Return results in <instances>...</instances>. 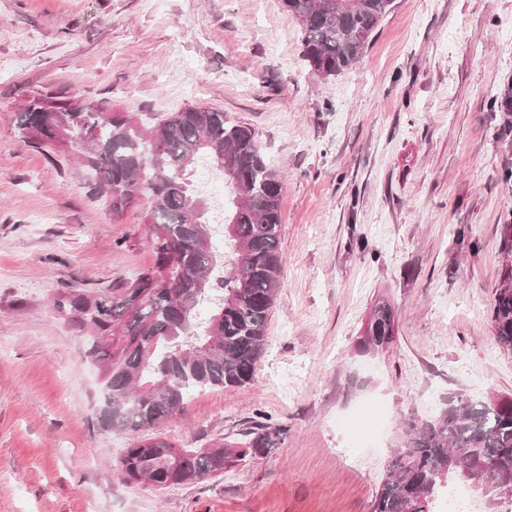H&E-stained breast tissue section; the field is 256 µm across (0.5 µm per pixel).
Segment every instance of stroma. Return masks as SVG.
<instances>
[{
    "mask_svg": "<svg viewBox=\"0 0 512 512\" xmlns=\"http://www.w3.org/2000/svg\"><path fill=\"white\" fill-rule=\"evenodd\" d=\"M350 70L323 79L281 0H0V512H369L402 421L448 397H512L493 339L512 214V0H395ZM152 128L188 106L252 126L283 177L282 286L253 380L191 394L146 430L104 427L101 366L54 305L155 263L150 203L121 210L75 150L24 138L35 95ZM394 310L393 342L366 323ZM279 448L157 491L125 448ZM395 334V319L389 306H378L371 314L363 336V344L377 348L387 347ZM143 446L138 443L126 448L116 461V469L123 480L128 483H139V469L144 464Z\"/></svg>",
    "mask_w": 512,
    "mask_h": 512,
    "instance_id": "stroma-1",
    "label": "stroma"
}]
</instances>
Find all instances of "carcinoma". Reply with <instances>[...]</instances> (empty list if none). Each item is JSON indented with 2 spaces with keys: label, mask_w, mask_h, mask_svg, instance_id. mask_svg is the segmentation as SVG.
<instances>
[{
  "label": "carcinoma",
  "mask_w": 512,
  "mask_h": 512,
  "mask_svg": "<svg viewBox=\"0 0 512 512\" xmlns=\"http://www.w3.org/2000/svg\"><path fill=\"white\" fill-rule=\"evenodd\" d=\"M302 26V57L324 79L353 67L369 38L393 9L394 0H282ZM21 132L41 125L30 139L60 145L70 137L103 176L100 188L117 210L138 191L150 198L148 242L155 265L129 286L94 296L64 298L59 309L90 332L83 356L104 369L106 400L101 422L116 430L146 429L183 410L196 390L240 386L252 381L267 342L265 327L281 288L282 182L262 154L255 131L226 113L189 106L153 129H142L121 112H96L73 100L34 96L17 118ZM205 158L215 169L231 168L247 204L224 217L225 237L235 254L225 272L221 301L199 330L196 305L210 290L215 249L198 245L210 231L202 197L187 166ZM204 281L196 288L194 278ZM494 341L512 350V283L492 293ZM121 328L128 342L116 352L106 337ZM395 334L390 307L378 306L363 336L364 346L387 347ZM243 450L224 445L185 448L180 481L224 474V460L279 447L281 429L263 424L245 432ZM389 470L372 497L370 512H434L435 496L448 479L464 477L480 486L486 508L502 499L496 482L512 481V397L498 405L459 397L425 420L404 423ZM463 451L483 461L464 474L448 469V454ZM145 459L141 444L127 448L116 469L139 482Z\"/></svg>",
  "instance_id": "obj_1"
}]
</instances>
